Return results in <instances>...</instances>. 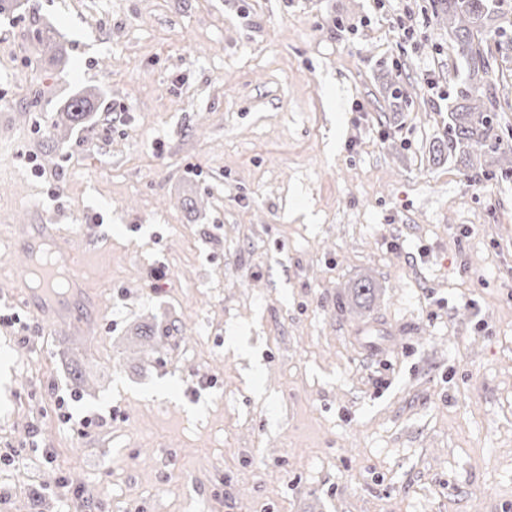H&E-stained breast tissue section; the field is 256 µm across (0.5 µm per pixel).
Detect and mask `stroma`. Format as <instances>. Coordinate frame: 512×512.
<instances>
[{"label":"stroma","mask_w":512,"mask_h":512,"mask_svg":"<svg viewBox=\"0 0 512 512\" xmlns=\"http://www.w3.org/2000/svg\"><path fill=\"white\" fill-rule=\"evenodd\" d=\"M38 2L0 15V512H512V179L436 152L466 73L432 0ZM44 223L76 336L8 251ZM97 111V97L94 93L82 91L77 93L60 112L51 116L45 126V134L54 141L62 128L74 129L85 125ZM31 226L32 230L23 231L22 235L20 236V238L27 237L23 241L24 250L17 247V240L12 245V247L16 250L23 252L26 251L30 256H35L39 254V252L41 253L43 251L44 245L49 242H53L56 253L66 264L67 271L73 285V288L70 289V292L76 294H86L83 279L74 264L73 256L67 242L64 240H58L54 227L51 224H33Z\"/></svg>","instance_id":"obj_1"}]
</instances>
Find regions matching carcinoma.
<instances>
[{"label":"carcinoma","mask_w":512,"mask_h":512,"mask_svg":"<svg viewBox=\"0 0 512 512\" xmlns=\"http://www.w3.org/2000/svg\"><path fill=\"white\" fill-rule=\"evenodd\" d=\"M432 8L437 22L448 24L453 51L468 73L448 113V143L463 149L465 171L506 176L512 167L500 161L507 144L498 134L501 104L489 74L488 42L498 40L505 57L512 51V0H432ZM34 39L42 48L62 53L54 28L36 29ZM96 111V95L79 92L48 119L45 134L53 141L62 130L85 125Z\"/></svg>","instance_id":"carcinoma-1"}]
</instances>
